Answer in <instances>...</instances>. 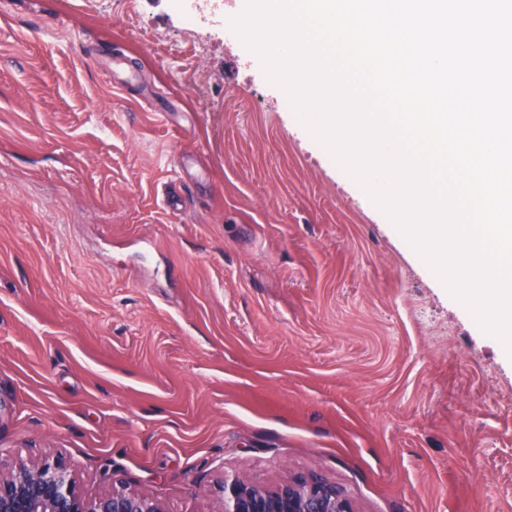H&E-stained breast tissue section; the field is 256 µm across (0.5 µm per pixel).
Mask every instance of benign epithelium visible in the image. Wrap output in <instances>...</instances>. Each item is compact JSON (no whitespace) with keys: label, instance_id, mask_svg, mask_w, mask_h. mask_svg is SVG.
<instances>
[{"label":"benign epithelium","instance_id":"obj_1","mask_svg":"<svg viewBox=\"0 0 512 512\" xmlns=\"http://www.w3.org/2000/svg\"><path fill=\"white\" fill-rule=\"evenodd\" d=\"M217 512H355L336 485L316 476L269 487L245 476L224 480ZM0 512H163L155 500L124 486L87 495L58 457L21 463L0 474Z\"/></svg>","mask_w":512,"mask_h":512}]
</instances>
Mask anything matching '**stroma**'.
Here are the masks:
<instances>
[{"label":"stroma","mask_w":512,"mask_h":512,"mask_svg":"<svg viewBox=\"0 0 512 512\" xmlns=\"http://www.w3.org/2000/svg\"><path fill=\"white\" fill-rule=\"evenodd\" d=\"M282 97L173 0H0V470L512 512V356Z\"/></svg>","instance_id":"obj_1"}]
</instances>
